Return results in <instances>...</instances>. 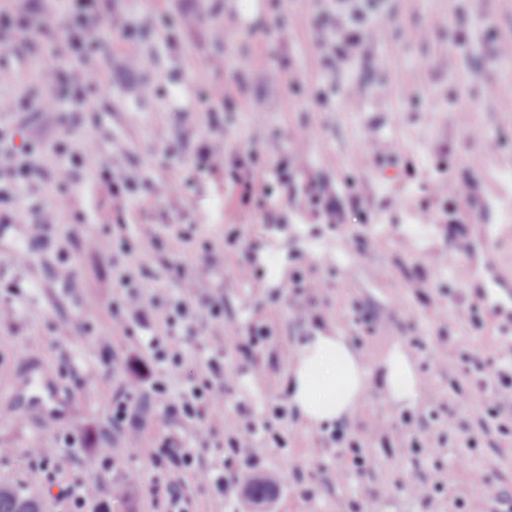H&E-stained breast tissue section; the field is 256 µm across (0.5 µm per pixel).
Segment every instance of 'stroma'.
Instances as JSON below:
<instances>
[{"instance_id": "35a3bbf8", "label": "stroma", "mask_w": 512, "mask_h": 512, "mask_svg": "<svg viewBox=\"0 0 512 512\" xmlns=\"http://www.w3.org/2000/svg\"><path fill=\"white\" fill-rule=\"evenodd\" d=\"M28 15L39 33L32 47L0 44L11 60L0 67V98L19 96L42 83L40 58L51 52L67 16L66 0H53L44 15L34 0H6ZM106 16L135 26V41L145 75L129 66L128 48L111 34L94 59L102 82L95 101L98 124L71 132V150L95 144L114 170L135 176L139 185L121 209L103 188L93 168L73 170L67 205L53 223L38 224L37 206L50 190L37 174L10 185L0 203V482L41 490V512H67L57 497L73 476L108 481L121 477L125 492L110 512H460V498L481 489L476 472L493 475L506 494L491 512H512V438L495 421L479 422L481 392L475 380L441 370V344L477 355H491L512 343V331L480 294L494 272H512V55L497 53L491 31L512 33V0H389L373 14L343 15L355 29L385 28L381 46L364 42L346 61L327 68L321 35L306 18L335 13L332 0H102ZM198 17L192 27L183 16ZM291 24L290 42L279 43L275 29ZM224 38L213 35L216 28ZM174 44L164 46L163 32ZM223 69H213L215 59ZM244 81L233 111L211 112L202 98L208 86ZM358 86L359 109L348 107L347 86ZM39 119L0 112V127L19 149L34 148L44 167L54 164L56 132L34 141ZM194 136L182 138L181 126ZM223 142L226 156L255 155V175L267 183L264 203L246 195L228 168L195 177L182 200L170 194L175 172L189 174L204 142ZM303 157L289 183L279 172L292 153ZM445 184L435 193L434 184ZM470 184L472 196L454 193ZM335 196V224L313 210L310 187ZM479 242L492 236L491 254L464 252L448 236L449 223ZM371 242L361 250L358 238ZM23 261H15V253ZM212 274L197 289L194 305L210 297L223 301L218 317H203L198 335L181 348V358L166 374V397L178 400L188 382L204 371L217 346L235 342L251 325L270 331L255 365L225 355L230 393L224 413L237 401L267 414L288 402L286 372L297 343L308 328L335 331L360 349L367 360L401 345L431 387L436 415L423 408L392 407L379 387H371L352 422L373 418L405 421L407 436L420 440L417 452L404 453L398 442L361 435L367 458L363 479L337 483L329 458L319 457L328 428L309 429L296 416L274 426L281 448L261 451L258 467L243 470L231 499L210 489L203 478L215 450L201 449V423L169 418L161 406L147 417L154 442L173 437L193 451L183 468L182 500L169 504L158 490L169 481L167 467L153 464L134 448L114 470L102 469L99 450L112 436V395L141 381L155 362L142 344L148 333L125 319L116 327L112 309L122 304L121 274L131 275L143 300L170 304L182 293L204 258ZM246 260L249 277L237 273ZM72 270L71 280L59 271ZM322 281L308 297V318H298L296 278ZM481 305V323L467 310ZM372 317L366 333L355 315ZM72 328L59 336V326ZM112 339L106 355L100 337ZM35 345L48 378L62 397L74 401L76 415L62 416L40 442L55 449L47 466L33 463L30 424L36 412L24 383L31 370L19 351ZM97 380H85L86 371ZM453 415V430L442 416ZM78 443H70V436ZM271 479L275 496L262 506L247 497L249 483ZM441 484L431 501L412 493L415 484Z\"/></svg>"}]
</instances>
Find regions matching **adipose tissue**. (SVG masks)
Returning a JSON list of instances; mask_svg holds the SVG:
<instances>
[{
    "label": "adipose tissue",
    "mask_w": 512,
    "mask_h": 512,
    "mask_svg": "<svg viewBox=\"0 0 512 512\" xmlns=\"http://www.w3.org/2000/svg\"><path fill=\"white\" fill-rule=\"evenodd\" d=\"M287 381L290 405L308 427L351 423L374 382L400 408L416 407L424 389L409 351L392 347L371 364L347 337L322 329L298 345Z\"/></svg>",
    "instance_id": "adipose-tissue-1"
}]
</instances>
